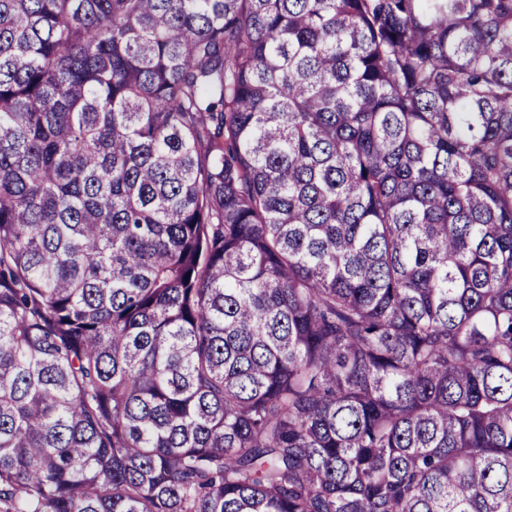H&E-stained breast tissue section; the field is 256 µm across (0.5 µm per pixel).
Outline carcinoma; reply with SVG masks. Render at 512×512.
I'll return each mask as SVG.
<instances>
[{
  "instance_id": "cac0c4a2",
  "label": "carcinoma",
  "mask_w": 512,
  "mask_h": 512,
  "mask_svg": "<svg viewBox=\"0 0 512 512\" xmlns=\"http://www.w3.org/2000/svg\"><path fill=\"white\" fill-rule=\"evenodd\" d=\"M0 512H512V0H0Z\"/></svg>"
}]
</instances>
